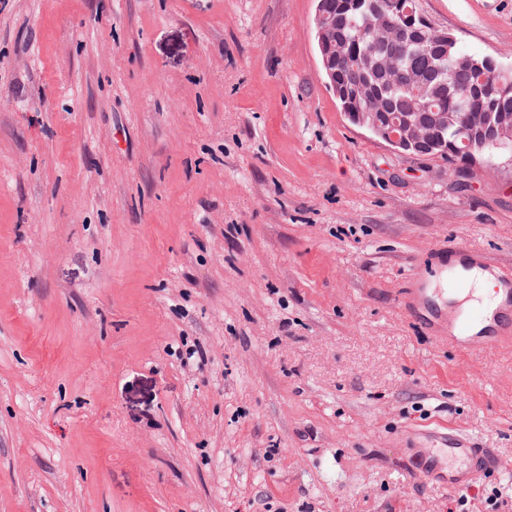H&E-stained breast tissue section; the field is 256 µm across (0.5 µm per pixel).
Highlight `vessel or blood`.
Wrapping results in <instances>:
<instances>
[{
  "label": "vessel or blood",
  "mask_w": 512,
  "mask_h": 512,
  "mask_svg": "<svg viewBox=\"0 0 512 512\" xmlns=\"http://www.w3.org/2000/svg\"><path fill=\"white\" fill-rule=\"evenodd\" d=\"M472 262L489 272L495 268L492 261L469 253L465 247L458 246L448 252L449 266L463 267ZM498 281L496 301L490 304L473 301V288L468 276L452 278L450 291L460 308L448 316L447 339L450 344L467 349L477 344L499 348L512 346V277L502 275ZM449 457L460 459L472 471L497 466L495 457L477 448L473 441L459 438L452 447L437 450L423 470L424 477H436L444 460Z\"/></svg>",
  "instance_id": "vessel-or-blood-1"
}]
</instances>
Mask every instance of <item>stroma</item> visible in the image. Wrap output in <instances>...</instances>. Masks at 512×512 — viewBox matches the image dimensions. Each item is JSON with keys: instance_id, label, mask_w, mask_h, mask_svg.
Instances as JSON below:
<instances>
[{"instance_id": "obj_1", "label": "stroma", "mask_w": 512, "mask_h": 512, "mask_svg": "<svg viewBox=\"0 0 512 512\" xmlns=\"http://www.w3.org/2000/svg\"><path fill=\"white\" fill-rule=\"evenodd\" d=\"M512 68V0H418ZM316 0H0V512H452L512 484V349L405 307L512 275V153L351 124ZM460 459L468 466V472L476 470H486L499 467V463L495 457L484 453L483 448H477L476 444L470 439H455L452 448H438L437 452L431 457L426 464L422 474L427 479L436 477L439 473L444 460L448 457Z\"/></svg>"}]
</instances>
